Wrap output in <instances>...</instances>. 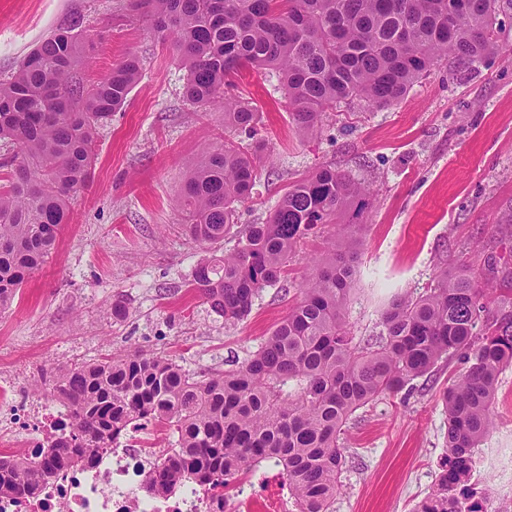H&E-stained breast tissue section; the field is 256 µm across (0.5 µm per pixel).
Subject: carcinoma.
Masks as SVG:
<instances>
[{
  "label": "carcinoma",
  "mask_w": 512,
  "mask_h": 512,
  "mask_svg": "<svg viewBox=\"0 0 512 512\" xmlns=\"http://www.w3.org/2000/svg\"><path fill=\"white\" fill-rule=\"evenodd\" d=\"M489 0H129L133 13L172 38L186 69L183 95L208 108L224 103V125L254 135L257 112L224 87L250 69L274 70L298 132L317 129L341 105L399 103L419 79L453 57L460 69L498 50V12ZM83 21L72 17L0 82V140L18 151L0 187V309L55 250L69 223L71 193L92 177L97 129L123 108L141 61L128 56L93 84L77 74ZM257 154L240 141L206 151L183 187L186 225L200 244L224 239L251 198ZM367 194L361 183L321 166L288 188L265 222L249 225L235 249L200 263L196 288L226 323L251 312L255 297L280 281L297 244L341 219ZM354 225L312 260L301 299L235 369L199 375L176 362L128 352L49 377L73 414L71 435L31 458L0 456V496L34 495L77 459L147 416L176 439L145 492L186 481L223 487L262 461L281 467L300 512H329L340 490L345 449L339 435L368 403L393 396L437 365L467 369L441 394L447 452L416 512H480L467 481L474 449L493 427L499 372L512 364V306L466 271L442 269L435 285L402 296L384 312L375 342L352 336L346 309L357 252Z\"/></svg>",
  "instance_id": "obj_1"
}]
</instances>
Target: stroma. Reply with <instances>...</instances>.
Listing matches in <instances>:
<instances>
[{"instance_id":"obj_1","label":"stroma","mask_w":512,"mask_h":512,"mask_svg":"<svg viewBox=\"0 0 512 512\" xmlns=\"http://www.w3.org/2000/svg\"><path fill=\"white\" fill-rule=\"evenodd\" d=\"M72 14L88 29L78 69L85 84L130 54L143 70L123 110L97 131L92 179L68 202L56 252L0 312V372L12 376L14 400L52 399L39 386L45 371L110 353L139 350L194 373L247 358L298 299L335 225L301 242L281 283L263 288L235 324L190 288L194 269L231 252L246 225L264 222L291 183L323 165L369 191L347 315L357 340H374L392 300L422 292L444 268L512 289V18L503 21L499 52L478 68L444 62L397 105L338 108L306 138L277 77L244 71L225 93L258 111L259 178L223 241L202 245L186 230L181 192L204 152L223 144L224 109L183 99L186 71L170 41L132 15L127 0H0V79ZM116 300L124 316H113ZM464 369L440 363L412 389L355 412L342 435V490L330 512H412L445 455L440 393ZM492 410L471 482L484 512H512V365L499 375ZM242 483L258 503L288 488L270 461L240 472L225 498L234 500Z\"/></svg>"}]
</instances>
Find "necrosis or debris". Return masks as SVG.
<instances>
[{
	"instance_id": "necrosis-or-debris-1",
	"label": "necrosis or debris",
	"mask_w": 512,
	"mask_h": 512,
	"mask_svg": "<svg viewBox=\"0 0 512 512\" xmlns=\"http://www.w3.org/2000/svg\"><path fill=\"white\" fill-rule=\"evenodd\" d=\"M72 423L71 411L61 401H30L0 414V428L20 440L13 452L21 457L67 435ZM144 428L138 422L115 435L93 466H68L36 496L0 497V512H224L223 495L208 483L142 492L144 478L164 460L163 453L142 448L139 433Z\"/></svg>"
}]
</instances>
